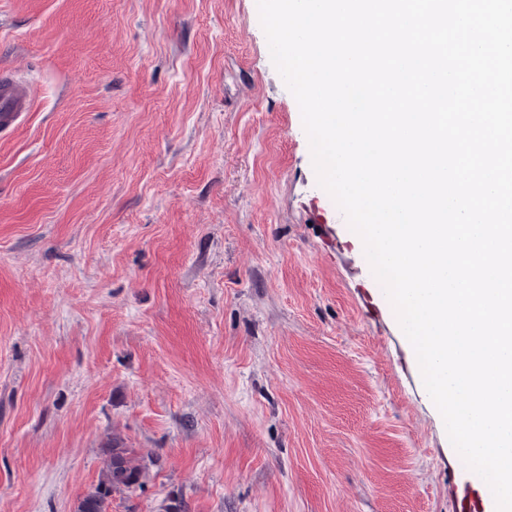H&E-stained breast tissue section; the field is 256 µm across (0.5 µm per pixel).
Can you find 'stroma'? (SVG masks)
<instances>
[{
	"label": "stroma",
	"mask_w": 512,
	"mask_h": 512,
	"mask_svg": "<svg viewBox=\"0 0 512 512\" xmlns=\"http://www.w3.org/2000/svg\"><path fill=\"white\" fill-rule=\"evenodd\" d=\"M0 512H454L415 351L256 0H0ZM398 336L399 348L386 346ZM30 106V84L17 80L0 83V134H7L15 129ZM108 465L97 485L78 501L77 512H108L113 493L140 487L145 468L135 464L133 452L115 441L107 448Z\"/></svg>",
	"instance_id": "1"
}]
</instances>
